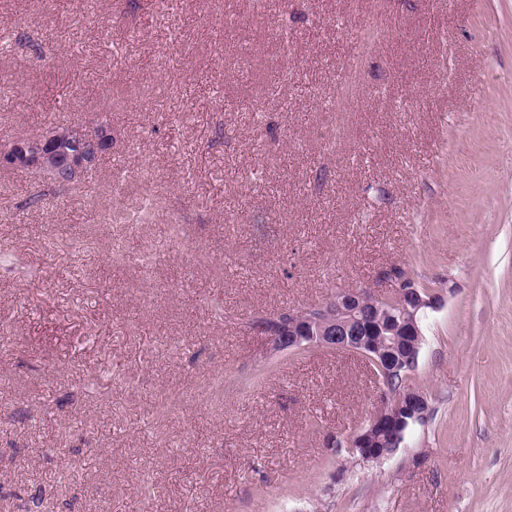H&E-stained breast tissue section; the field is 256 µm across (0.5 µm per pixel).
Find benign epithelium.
Masks as SVG:
<instances>
[{"label": "benign epithelium", "mask_w": 512, "mask_h": 512, "mask_svg": "<svg viewBox=\"0 0 512 512\" xmlns=\"http://www.w3.org/2000/svg\"><path fill=\"white\" fill-rule=\"evenodd\" d=\"M111 145V133L105 126L94 127L78 133L68 127L56 126L30 138H19L0 151V166L25 168L36 173L59 169L82 170L92 165L100 152ZM398 292L408 295L409 302L401 309L406 326L400 336H371L369 313L362 300L366 289H351L330 297L318 306L320 316L297 317L279 322L275 326H262L258 331L267 336L270 350L274 352L300 351L311 348L351 350L374 353L386 362L398 358L397 364L411 372L416 366L415 353L419 349L421 333L418 322L422 310L434 309L436 296L421 292L401 273ZM428 410L426 397L415 390L393 398L381 397L380 404L367 423L348 442L351 448L360 449L364 462H378L388 454H379L384 445L400 447L410 424L424 419Z\"/></svg>", "instance_id": "benign-epithelium-1"}]
</instances>
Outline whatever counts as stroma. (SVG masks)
I'll list each match as a JSON object with an SVG mask.
<instances>
[{"label":"stroma","instance_id":"1","mask_svg":"<svg viewBox=\"0 0 512 512\" xmlns=\"http://www.w3.org/2000/svg\"><path fill=\"white\" fill-rule=\"evenodd\" d=\"M0 78V149L112 131L66 190L0 166V512H512V0H0ZM398 269L429 411L363 463L382 380L252 321Z\"/></svg>","mask_w":512,"mask_h":512}]
</instances>
